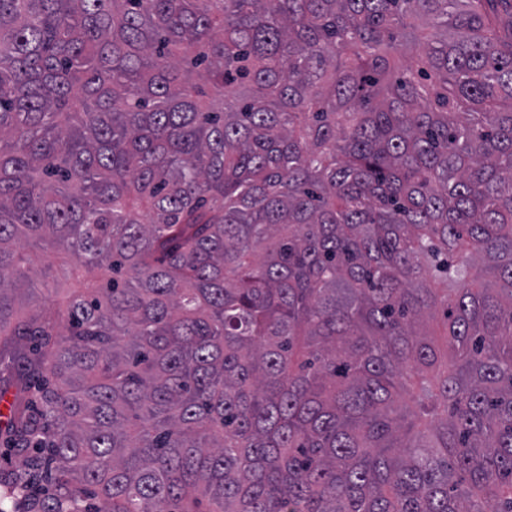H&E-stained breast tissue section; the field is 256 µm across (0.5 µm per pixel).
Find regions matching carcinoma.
I'll return each mask as SVG.
<instances>
[{
	"instance_id": "carcinoma-1",
	"label": "carcinoma",
	"mask_w": 512,
	"mask_h": 512,
	"mask_svg": "<svg viewBox=\"0 0 512 512\" xmlns=\"http://www.w3.org/2000/svg\"><path fill=\"white\" fill-rule=\"evenodd\" d=\"M3 356L14 512H512V0H0ZM23 253L27 259L26 266L30 267L32 271L36 272L37 280L40 284H47L49 287L52 285V275L54 271H48L47 264L54 261L51 256L46 258L42 252L30 250L25 248Z\"/></svg>"
}]
</instances>
